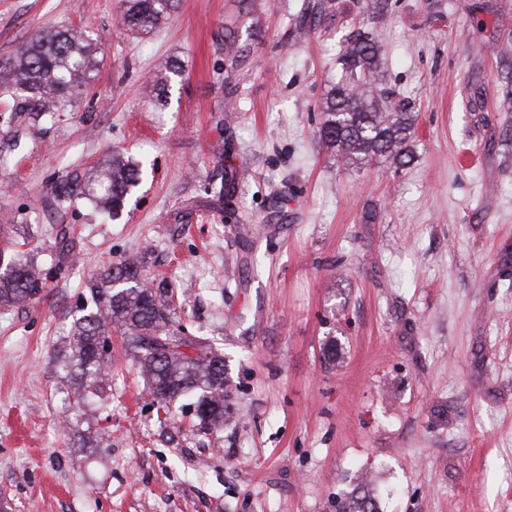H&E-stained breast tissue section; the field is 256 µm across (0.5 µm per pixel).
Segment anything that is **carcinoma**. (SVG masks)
<instances>
[{
    "instance_id": "obj_1",
    "label": "carcinoma",
    "mask_w": 512,
    "mask_h": 512,
    "mask_svg": "<svg viewBox=\"0 0 512 512\" xmlns=\"http://www.w3.org/2000/svg\"><path fill=\"white\" fill-rule=\"evenodd\" d=\"M179 0H124L123 22L146 36L172 17ZM98 42L73 30L43 31L13 56L0 60V87L21 92L19 111L35 119L51 118L78 97L97 66ZM343 76L322 108L318 134L354 164L388 162L399 169L414 159L411 138L415 115L409 104H388V92L377 74L379 49L370 35L353 32L340 55ZM141 166L119 152L82 171H71L53 185L60 202L87 199L112 217L124 210L139 185ZM238 172L224 167L219 193L224 220L236 221L234 193ZM15 242L0 249V309L24 306L40 292L41 271ZM92 306L73 321L71 336L60 358L71 381L77 405L98 395L112 376V357L106 348L116 327L125 336L149 393L172 420L189 396L199 425L221 432L232 419L231 394L224 355L186 335L172 317L167 290L154 287L137 256H126L95 273L87 282ZM337 512H377L365 493L339 502Z\"/></svg>"
}]
</instances>
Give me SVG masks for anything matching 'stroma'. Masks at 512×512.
Instances as JSON below:
<instances>
[{
	"instance_id": "obj_1",
	"label": "stroma",
	"mask_w": 512,
	"mask_h": 512,
	"mask_svg": "<svg viewBox=\"0 0 512 512\" xmlns=\"http://www.w3.org/2000/svg\"><path fill=\"white\" fill-rule=\"evenodd\" d=\"M121 13L0 0V58L45 29L101 37L52 119L0 89V241L27 235L43 272L0 310V512H336L365 473L379 512H512V0H180L144 37ZM358 28L417 116L410 167L318 136ZM115 150L143 171L119 218L57 203L58 175ZM130 254L224 350L220 448L192 413L160 422L117 331L88 421L62 425L55 354L91 275ZM238 177L239 175L235 168L224 166V180L222 181L219 193L221 199L224 198V220L226 223L238 221L233 200Z\"/></svg>"
}]
</instances>
